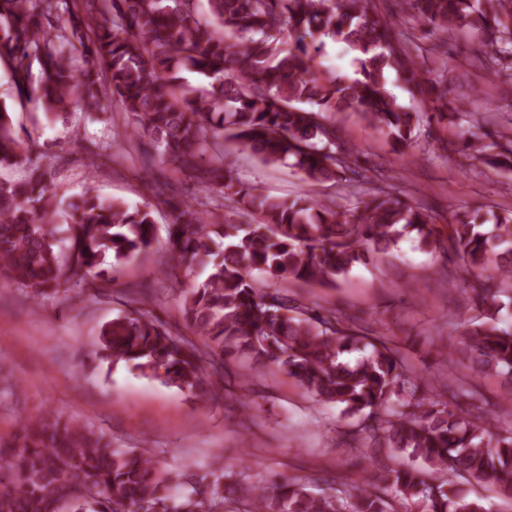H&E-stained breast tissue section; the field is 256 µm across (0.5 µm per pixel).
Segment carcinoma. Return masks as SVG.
Returning a JSON list of instances; mask_svg holds the SVG:
<instances>
[{
  "label": "carcinoma",
  "mask_w": 512,
  "mask_h": 512,
  "mask_svg": "<svg viewBox=\"0 0 512 512\" xmlns=\"http://www.w3.org/2000/svg\"><path fill=\"white\" fill-rule=\"evenodd\" d=\"M419 24L418 47L377 10V0H0V57L13 83L46 117L73 107L100 112L117 98L131 128L155 155L141 169L154 206L130 207L95 193L94 171L112 159L116 131L84 163L82 195L63 199L48 179L53 158L23 139L0 104V285L34 301L73 286L103 288L114 269L152 253L158 274L199 271L184 294L182 320L203 345L172 332L145 309L148 284L131 289L134 306L105 322L96 356L123 364L198 401L221 397L224 357L270 365L318 403L357 418L356 449L386 448L394 463L374 483L352 487L320 478L328 490L286 480L272 491L247 489L248 507L219 480L195 481L158 466L151 449L118 448L102 431L47 413L0 438V512H492L459 493L472 481L512 500V212L465 211L436 235L432 211L399 198L379 179L352 205L308 194L273 197L233 178L224 143L265 165L283 163L310 183L367 178L357 149L328 115L357 114L402 153L418 145L420 125L448 108V77L422 76L414 52L448 53L463 28L507 71L512 92V0H395ZM354 53V75L322 69L324 39ZM182 71L207 79L196 88ZM393 74L423 97L424 111L401 106L388 88ZM506 144L480 138L459 155L512 163ZM207 164H202L204 156ZM222 202L201 210L157 174L167 164ZM66 236L54 225L61 206ZM167 211L154 223L153 207ZM416 234L419 247L461 259L474 280L471 302L484 320H464L459 336L436 345L437 356L466 378L439 381L409 372L388 337L357 331L336 310L308 305L269 288L249 270L277 279L336 286L359 263ZM502 378L493 402L476 382Z\"/></svg>",
  "instance_id": "carcinoma-1"
}]
</instances>
